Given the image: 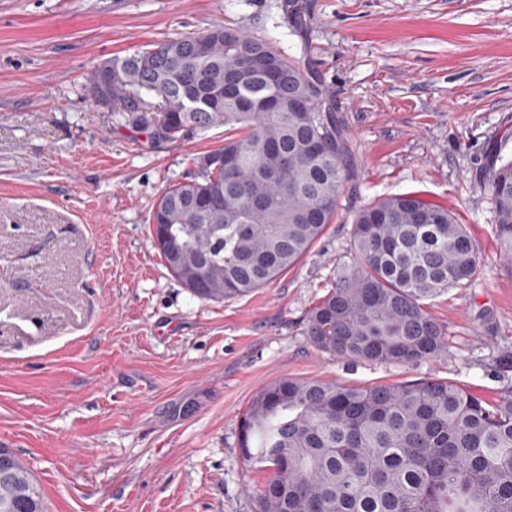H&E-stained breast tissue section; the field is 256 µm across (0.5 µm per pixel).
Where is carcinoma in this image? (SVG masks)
Masks as SVG:
<instances>
[{
  "label": "carcinoma",
  "mask_w": 512,
  "mask_h": 512,
  "mask_svg": "<svg viewBox=\"0 0 512 512\" xmlns=\"http://www.w3.org/2000/svg\"><path fill=\"white\" fill-rule=\"evenodd\" d=\"M112 111L152 145L224 127V143L165 189L150 221L171 275L201 299L246 296L297 265L356 191L347 138L320 81L267 43L214 26L114 57L90 74ZM224 158L226 165L207 164ZM500 256L512 261V157L488 172ZM351 260L307 315L320 350L409 365L445 333L426 301L465 288L479 265L466 225L414 194L355 211ZM243 457L270 464L257 512H512V390L489 401L449 381L347 387L281 379L240 425ZM0 512H46L11 449Z\"/></svg>",
  "instance_id": "carcinoma-1"
}]
</instances>
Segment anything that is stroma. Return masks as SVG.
Here are the masks:
<instances>
[{"label": "stroma", "instance_id": "35a3bbf8", "mask_svg": "<svg viewBox=\"0 0 512 512\" xmlns=\"http://www.w3.org/2000/svg\"><path fill=\"white\" fill-rule=\"evenodd\" d=\"M0 0V445L47 512H255L251 398L286 378L347 386L438 378L512 390V263L487 186L512 156V0ZM215 25L313 67L349 143L357 193L272 284L199 300L157 251L150 211L223 127L152 148L96 108L103 61ZM412 193L466 225L481 264L431 300L446 348L410 365L316 348L308 312L349 262L365 204Z\"/></svg>", "mask_w": 512, "mask_h": 512}]
</instances>
